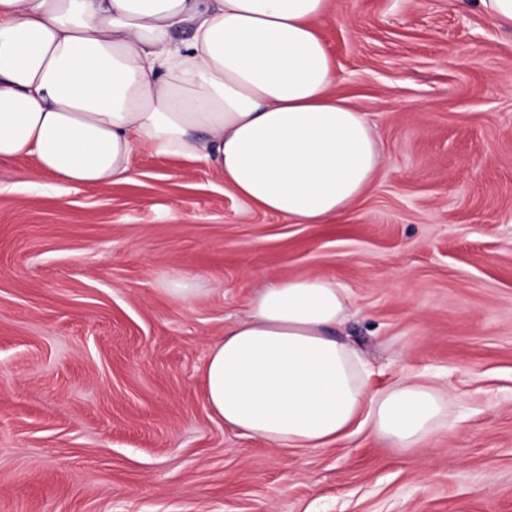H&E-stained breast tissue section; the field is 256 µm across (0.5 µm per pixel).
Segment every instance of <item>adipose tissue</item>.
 Masks as SVG:
<instances>
[{"label": "adipose tissue", "instance_id": "obj_1", "mask_svg": "<svg viewBox=\"0 0 512 512\" xmlns=\"http://www.w3.org/2000/svg\"><path fill=\"white\" fill-rule=\"evenodd\" d=\"M329 0H0V159L106 188L135 151L186 156L236 195L324 224L367 190L383 158L362 113L332 94L315 31ZM188 30L186 39L174 34ZM351 298L336 280L265 285L209 348L211 412L285 453L368 430L423 447L448 396L411 372L368 386L339 337Z\"/></svg>", "mask_w": 512, "mask_h": 512}]
</instances>
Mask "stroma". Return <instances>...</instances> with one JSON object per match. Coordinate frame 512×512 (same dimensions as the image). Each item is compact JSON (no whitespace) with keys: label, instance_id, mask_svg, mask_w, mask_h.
I'll list each match as a JSON object with an SVG mask.
<instances>
[{"label":"stroma","instance_id":"1","mask_svg":"<svg viewBox=\"0 0 512 512\" xmlns=\"http://www.w3.org/2000/svg\"><path fill=\"white\" fill-rule=\"evenodd\" d=\"M317 29L383 156L330 223L186 158L135 152L107 188L0 160V512H512V28L470 0H330ZM309 276L347 288L372 387L447 389L425 447L284 456L213 417L211 343Z\"/></svg>","mask_w":512,"mask_h":512}]
</instances>
